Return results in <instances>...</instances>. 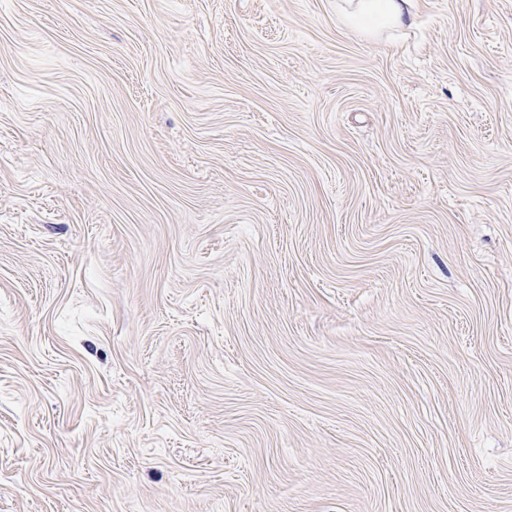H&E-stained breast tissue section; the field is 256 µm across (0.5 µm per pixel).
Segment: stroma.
<instances>
[{"label":"stroma","instance_id":"1","mask_svg":"<svg viewBox=\"0 0 512 512\" xmlns=\"http://www.w3.org/2000/svg\"><path fill=\"white\" fill-rule=\"evenodd\" d=\"M0 0V512H512V0ZM349 7H341L343 17L367 36L378 35L383 28H400L413 22L412 0H358Z\"/></svg>","mask_w":512,"mask_h":512}]
</instances>
